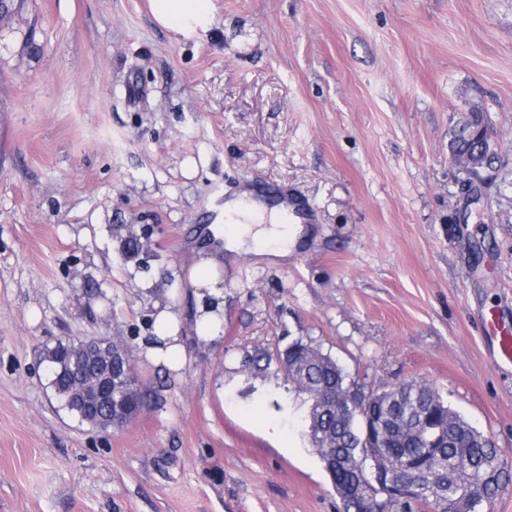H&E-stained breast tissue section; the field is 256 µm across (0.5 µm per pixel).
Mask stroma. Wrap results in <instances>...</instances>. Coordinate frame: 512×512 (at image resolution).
Instances as JSON below:
<instances>
[{
    "instance_id": "stroma-1",
    "label": "stroma",
    "mask_w": 512,
    "mask_h": 512,
    "mask_svg": "<svg viewBox=\"0 0 512 512\" xmlns=\"http://www.w3.org/2000/svg\"><path fill=\"white\" fill-rule=\"evenodd\" d=\"M178 41L148 0H24L0 24V512H339L305 394L245 359L310 339L369 386H435L512 474V0H212ZM497 143L461 188L468 104ZM259 182L317 221L285 258L225 251L224 198ZM144 235L139 256L120 250ZM221 340L190 330L199 250ZM183 325L172 371L139 340ZM124 337L153 399L83 424L48 384L57 340ZM483 337L490 347L495 364H512V328L497 310H491L484 316Z\"/></svg>"
}]
</instances>
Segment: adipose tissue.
<instances>
[{"label": "adipose tissue", "instance_id": "1", "mask_svg": "<svg viewBox=\"0 0 512 512\" xmlns=\"http://www.w3.org/2000/svg\"><path fill=\"white\" fill-rule=\"evenodd\" d=\"M154 22L185 41L193 40L209 30L213 23L211 0H149ZM229 216L248 215V223L238 225L224 238L230 252L264 253L269 245H277L279 255H287L303 232L302 225L282 224L280 207H267L264 203L236 199L230 202ZM159 322L163 329V345L144 344L148 359L171 370L181 369L185 350L180 342V326L169 311H161Z\"/></svg>", "mask_w": 512, "mask_h": 512}]
</instances>
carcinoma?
Masks as SVG:
<instances>
[{
  "label": "carcinoma",
  "instance_id": "1",
  "mask_svg": "<svg viewBox=\"0 0 512 512\" xmlns=\"http://www.w3.org/2000/svg\"><path fill=\"white\" fill-rule=\"evenodd\" d=\"M484 126L486 118L482 112L462 118L454 127L450 152L481 151L488 155V164H493L496 145L487 136ZM314 347L316 344L312 341L299 338L275 358H253L248 368L266 371L274 361L283 366L285 382L309 398L324 386L368 390L364 379L334 360H309L308 353ZM45 361L50 367L49 385L61 407L82 423L109 428L110 416L103 410L91 412L81 404L78 395L81 381L94 375L85 356L84 341H57L46 349ZM370 396L378 400L380 414L389 426L408 428L405 435L389 431L387 447L380 449L381 456L397 469L398 479L410 487L408 498L394 504L393 512H427L429 509L436 512L440 501L465 492L474 482L484 484L486 497H475L470 512H481L483 504L491 501L502 488L506 473L501 464V451L492 437L473 426L429 383L405 381L380 393L372 390ZM305 422L309 443L322 461L338 464L331 478L343 512H374L373 506L363 505L358 500L360 495L369 493V478L374 471L373 461L360 447V415L351 411L336 420L332 412L311 403ZM439 429L444 431L445 437L438 447L431 448L429 439ZM342 458L358 460L360 465L348 469L339 463Z\"/></svg>",
  "mask_w": 512,
  "mask_h": 512
}]
</instances>
